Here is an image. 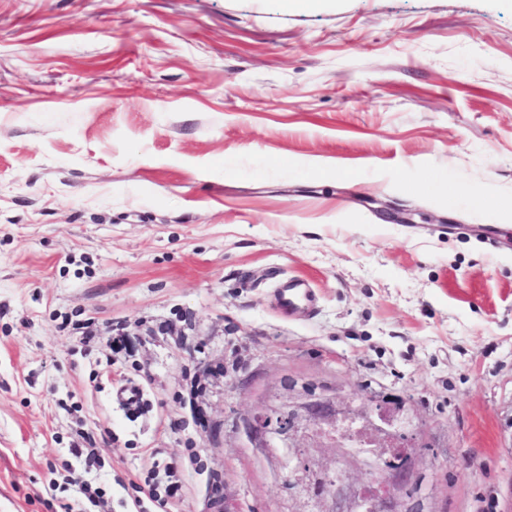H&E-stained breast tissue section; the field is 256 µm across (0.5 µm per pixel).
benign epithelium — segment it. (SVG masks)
<instances>
[{
	"instance_id": "1",
	"label": "benign epithelium",
	"mask_w": 512,
	"mask_h": 512,
	"mask_svg": "<svg viewBox=\"0 0 512 512\" xmlns=\"http://www.w3.org/2000/svg\"><path fill=\"white\" fill-rule=\"evenodd\" d=\"M306 401L302 404L305 415L298 410L272 409L255 416L253 427L259 433L273 434L291 448L297 440H306L309 448L343 447L354 440L367 448L373 459V469L367 478V487L379 492L376 512H395L391 503L395 486L408 480V463L396 470L387 471L385 456L398 442L413 446L415 434L408 431L411 418L405 413L404 402L391 401L396 414H385V406L363 394L355 397L362 402V409L352 415L330 409L328 401L313 398L312 390L305 388ZM357 424L356 433L344 429L347 422Z\"/></svg>"
}]
</instances>
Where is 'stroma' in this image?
<instances>
[{
    "label": "stroma",
    "mask_w": 512,
    "mask_h": 512,
    "mask_svg": "<svg viewBox=\"0 0 512 512\" xmlns=\"http://www.w3.org/2000/svg\"><path fill=\"white\" fill-rule=\"evenodd\" d=\"M307 386L409 399L399 512H512V0H0V512H320L250 428ZM277 305L284 310L303 308L309 312L316 306V293L308 288V282L302 278L288 280L282 288H277Z\"/></svg>",
    "instance_id": "obj_1"
}]
</instances>
